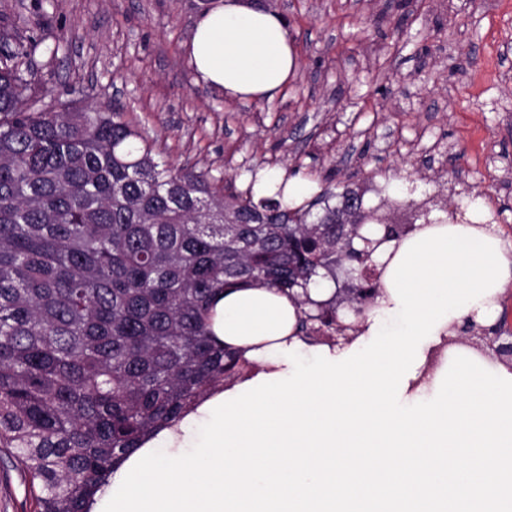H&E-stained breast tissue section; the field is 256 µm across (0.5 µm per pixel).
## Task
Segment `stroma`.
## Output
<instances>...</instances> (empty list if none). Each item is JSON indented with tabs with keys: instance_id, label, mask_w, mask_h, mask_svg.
<instances>
[{
	"instance_id": "35a3bbf8",
	"label": "stroma",
	"mask_w": 512,
	"mask_h": 512,
	"mask_svg": "<svg viewBox=\"0 0 512 512\" xmlns=\"http://www.w3.org/2000/svg\"><path fill=\"white\" fill-rule=\"evenodd\" d=\"M221 0H0V31L60 43L28 66L49 96L79 89L178 166L234 180L326 170L379 202L480 195L512 240V7L494 0H244L282 14L297 58L272 100L198 83L187 43ZM0 512H34L28 475L0 453Z\"/></svg>"
}]
</instances>
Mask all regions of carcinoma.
Here are the masks:
<instances>
[{
  "mask_svg": "<svg viewBox=\"0 0 512 512\" xmlns=\"http://www.w3.org/2000/svg\"><path fill=\"white\" fill-rule=\"evenodd\" d=\"M39 49L59 46L0 54V448L39 482L34 512H89L129 454L251 371L209 330L218 293L274 288L311 306L303 339L332 347L336 298L311 284L360 289L367 313L373 253L416 225L381 214L405 206L386 187L352 224L336 217L361 192L340 182L299 208L251 184L221 194L121 113L47 98L27 68Z\"/></svg>",
  "mask_w": 512,
  "mask_h": 512,
  "instance_id": "cac0c4a2",
  "label": "carcinoma"
}]
</instances>
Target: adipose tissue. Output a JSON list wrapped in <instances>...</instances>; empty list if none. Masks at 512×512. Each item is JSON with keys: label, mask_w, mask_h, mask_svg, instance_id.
Returning a JSON list of instances; mask_svg holds the SVG:
<instances>
[{"label": "adipose tissue", "mask_w": 512, "mask_h": 512, "mask_svg": "<svg viewBox=\"0 0 512 512\" xmlns=\"http://www.w3.org/2000/svg\"><path fill=\"white\" fill-rule=\"evenodd\" d=\"M199 82L270 99L296 68L286 20L237 0L204 12L187 44ZM307 176L263 169L256 196ZM441 216L374 254L383 288L352 341L300 336L302 309L272 288H229L212 332L254 366L109 477L89 512H512V364L453 343L492 325L512 284V243Z\"/></svg>", "instance_id": "adipose-tissue-1"}]
</instances>
